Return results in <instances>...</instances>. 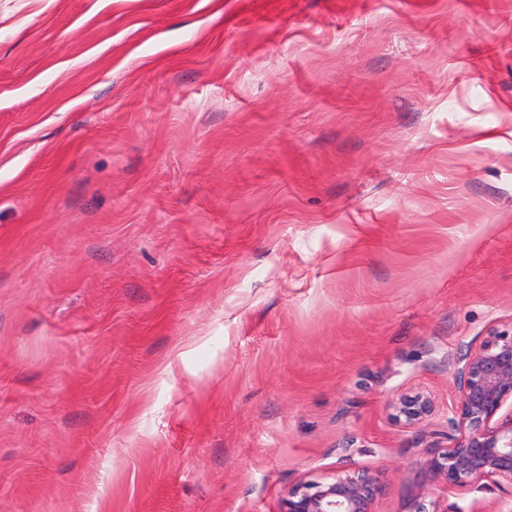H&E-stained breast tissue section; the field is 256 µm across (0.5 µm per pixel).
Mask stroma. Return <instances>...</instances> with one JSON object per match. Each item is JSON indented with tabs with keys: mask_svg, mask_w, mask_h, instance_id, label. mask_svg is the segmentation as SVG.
Returning a JSON list of instances; mask_svg holds the SVG:
<instances>
[{
	"mask_svg": "<svg viewBox=\"0 0 512 512\" xmlns=\"http://www.w3.org/2000/svg\"><path fill=\"white\" fill-rule=\"evenodd\" d=\"M509 326L512 0H0V512H512L425 466ZM394 420L405 428L422 424L432 414V404L427 396L420 392L401 395L394 406ZM381 492L378 471L347 463L332 475L306 477L289 487L280 512H375Z\"/></svg>",
	"mask_w": 512,
	"mask_h": 512,
	"instance_id": "35a3bbf8",
	"label": "stroma"
}]
</instances>
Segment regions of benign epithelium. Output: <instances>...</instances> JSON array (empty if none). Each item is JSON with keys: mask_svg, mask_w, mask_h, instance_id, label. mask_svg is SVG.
<instances>
[{"mask_svg": "<svg viewBox=\"0 0 512 512\" xmlns=\"http://www.w3.org/2000/svg\"><path fill=\"white\" fill-rule=\"evenodd\" d=\"M459 401L446 423L458 433L452 446L437 448L427 470L447 485L482 481L512 484V329L494 330L479 346H465L457 357ZM432 404L420 392L394 404V420L405 428L422 424ZM382 492L378 471L341 465L336 473L304 478L288 488L281 512H375ZM406 512H443L439 501L418 494Z\"/></svg>", "mask_w": 512, "mask_h": 512, "instance_id": "1", "label": "benign epithelium"}]
</instances>
